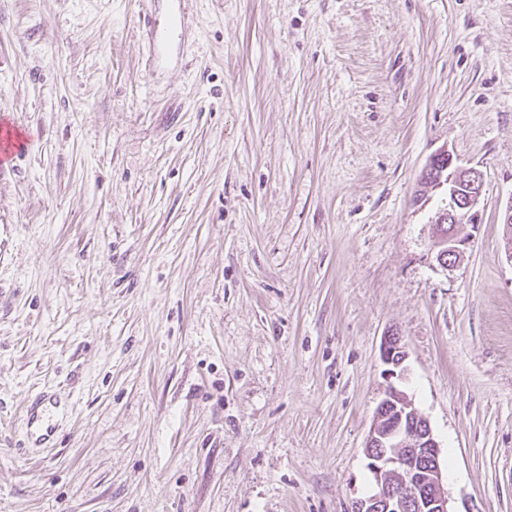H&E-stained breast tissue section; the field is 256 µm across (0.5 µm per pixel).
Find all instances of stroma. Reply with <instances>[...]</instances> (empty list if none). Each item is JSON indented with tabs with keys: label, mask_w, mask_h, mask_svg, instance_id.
Wrapping results in <instances>:
<instances>
[{
	"label": "stroma",
	"mask_w": 512,
	"mask_h": 512,
	"mask_svg": "<svg viewBox=\"0 0 512 512\" xmlns=\"http://www.w3.org/2000/svg\"><path fill=\"white\" fill-rule=\"evenodd\" d=\"M178 11L0 0V512H349L392 330L453 512H512V0H194L151 62ZM0 124H1L0 170L3 171L4 167H3L2 162L12 159L14 156L21 154L23 151H25V149L27 147V142H26L25 137L20 132L19 133L21 134V136L20 137L17 136V132H18L17 129L12 124H9L8 121H5L2 119ZM4 125H8L9 127H12L16 132V136L13 133V131H11V134H9V129ZM1 134H2V137H1ZM7 145H9V148H8L9 152H8L7 156L3 159V152ZM445 159L448 168V179H438L434 184L423 187L429 191H436L446 187L448 204L439 213L441 224H435L436 235L433 248L436 250V260L439 265L447 268L459 263L470 242L471 234L466 232L467 226L475 228L480 224L479 206L483 193V172L474 167L459 165L453 154L443 151L433 155L423 174ZM448 223V224H445ZM448 225V227H447ZM48 404L51 405V397L42 395L27 407L29 421L32 424H37V439L39 441L48 440L54 431V427L47 424L45 420V413L48 409Z\"/></svg>",
	"instance_id": "1"
}]
</instances>
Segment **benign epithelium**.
Wrapping results in <instances>:
<instances>
[{"instance_id": "obj_1", "label": "benign epithelium", "mask_w": 512, "mask_h": 512, "mask_svg": "<svg viewBox=\"0 0 512 512\" xmlns=\"http://www.w3.org/2000/svg\"><path fill=\"white\" fill-rule=\"evenodd\" d=\"M442 159L448 179L426 189H446L448 204L439 213L433 248L439 265L447 268L463 258L471 238L466 228L480 223L484 175L458 164L448 151L433 155L426 168ZM380 354L387 377L403 380L407 353L400 336L394 332L385 336ZM364 455L377 491L354 501L351 512H451L439 443L411 397L392 382L374 409Z\"/></svg>"}]
</instances>
